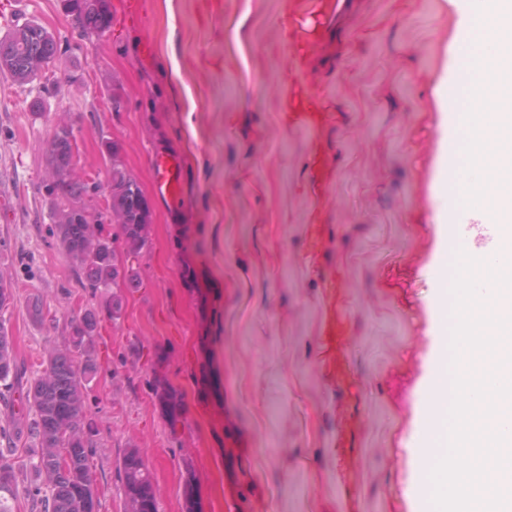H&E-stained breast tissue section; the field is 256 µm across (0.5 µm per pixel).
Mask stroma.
<instances>
[{
  "label": "stroma",
  "instance_id": "obj_1",
  "mask_svg": "<svg viewBox=\"0 0 512 512\" xmlns=\"http://www.w3.org/2000/svg\"><path fill=\"white\" fill-rule=\"evenodd\" d=\"M137 2L132 13L110 0L100 39L71 28L66 0H21L0 17V36L36 20L61 46L43 79L21 85L0 72V283L11 294L0 322L20 367L14 396L92 306L86 408L102 512H124L116 465L130 448L152 473L159 512H186L191 476L199 512H413L410 448L437 345L431 90L449 8L341 0L326 44L301 61L292 48L308 39L311 0H171L169 14L161 0ZM300 88L327 113L323 127L285 123ZM63 123L75 171L90 181H108L107 140L146 191L149 149L186 162L178 208L148 200L149 246L133 265L137 286L118 290L115 319L52 234L45 154ZM315 150L335 170L321 192L307 169ZM318 209L316 244L307 225ZM331 314L344 325L333 372L322 334ZM201 395L223 404V431L194 415ZM36 451L29 432L0 437L17 472L14 512H42L28 493ZM231 480L234 500L224 496Z\"/></svg>",
  "mask_w": 512,
  "mask_h": 512
}]
</instances>
